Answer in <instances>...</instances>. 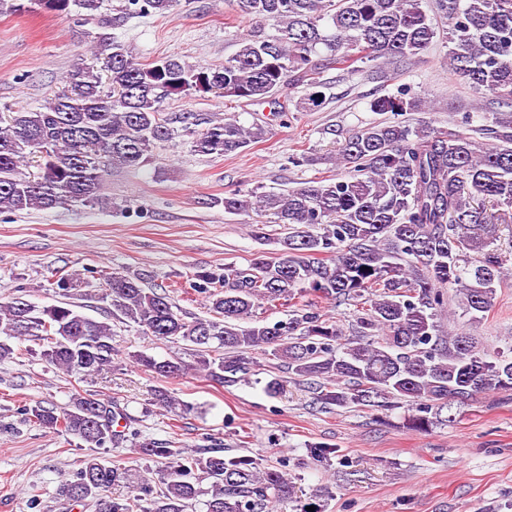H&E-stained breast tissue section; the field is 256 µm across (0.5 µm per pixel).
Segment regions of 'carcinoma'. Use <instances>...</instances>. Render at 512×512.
Segmentation results:
<instances>
[{
	"label": "carcinoma",
	"mask_w": 512,
	"mask_h": 512,
	"mask_svg": "<svg viewBox=\"0 0 512 512\" xmlns=\"http://www.w3.org/2000/svg\"><path fill=\"white\" fill-rule=\"evenodd\" d=\"M58 14H92L101 0H0V10L24 12L29 3ZM242 16L272 21L277 33L252 30L222 66L189 65L180 57L136 61L104 37L107 82L92 67L67 77L68 89L37 110L0 114V211L53 210L101 201L106 169H138L152 149L180 131L199 155L222 157L265 138L255 124L165 116L163 100L212 94L230 101L279 104L302 94L318 108L324 76H355L374 62L402 70L436 42L438 26L422 0H234ZM175 0H125L112 17L133 11L165 15ZM448 25V70L487 99L484 124L470 127L463 101L461 124L440 129L430 121L400 119L425 111V101L402 89L374 98L373 122L337 143L345 174L258 193H224V212H254L252 236L269 238L280 224L278 256L260 252L246 267L226 265L196 273L193 291L209 317L186 319L165 290L138 278L103 272L97 293L110 317L133 322L145 334L190 346L193 362L129 352L126 359L158 379L192 371L220 386L233 385L262 352L309 381L327 408L404 404L403 426L426 431L451 402L476 394L512 391V356L486 348L467 332L444 331L443 314L480 323L503 282L504 263L491 244L512 209V0H433ZM180 128H175V124ZM38 172L23 171L30 160ZM79 274L52 283L60 301L39 306L18 294L0 302V358L31 354L15 342H38L49 366L83 381L106 378L119 354L112 325L78 310ZM354 307L347 336L317 303ZM284 308L288 318L258 320V309ZM26 419L90 449L62 482V496L92 512H274L288 500L286 474L260 468L251 456L224 448L184 452L172 440L138 438L116 402L78 391L64 407L35 401ZM133 447L163 462L158 484L101 451ZM126 486L130 495L112 489Z\"/></svg>",
	"instance_id": "1"
}]
</instances>
